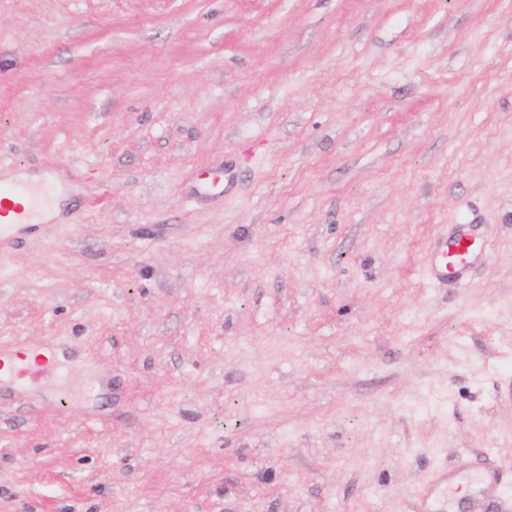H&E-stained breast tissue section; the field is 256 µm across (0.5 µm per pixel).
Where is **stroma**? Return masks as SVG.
<instances>
[{"instance_id":"1","label":"stroma","mask_w":512,"mask_h":512,"mask_svg":"<svg viewBox=\"0 0 512 512\" xmlns=\"http://www.w3.org/2000/svg\"><path fill=\"white\" fill-rule=\"evenodd\" d=\"M0 160L73 193L0 245V348L65 357L0 385V512H417L512 462V0H0ZM489 251V244L476 238L471 224H454L436 241L433 249L424 258V267L429 277L441 284L448 279L459 280L466 270L483 259ZM434 474L428 477L424 483L423 488L419 492V511L420 512H445V502L442 499V492L445 487H448V492L452 486L450 483L451 475L445 473L436 479ZM446 482V486L441 487V484Z\"/></svg>"}]
</instances>
